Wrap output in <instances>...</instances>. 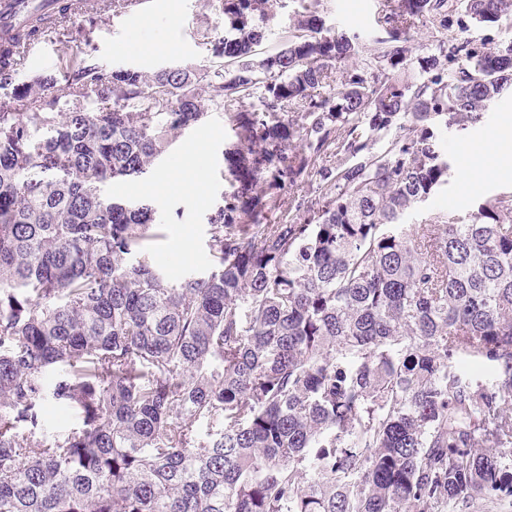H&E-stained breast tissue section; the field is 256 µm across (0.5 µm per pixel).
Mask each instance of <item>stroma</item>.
I'll list each match as a JSON object with an SVG mask.
<instances>
[{
    "label": "stroma",
    "instance_id": "35a3bbf8",
    "mask_svg": "<svg viewBox=\"0 0 512 512\" xmlns=\"http://www.w3.org/2000/svg\"><path fill=\"white\" fill-rule=\"evenodd\" d=\"M385 0H321L320 13L328 28L339 32L381 35L378 18ZM299 0H278L271 9L265 38L256 49L257 59L277 53L295 30ZM209 28L211 44L198 37ZM230 25L223 14L211 9L208 0H151L149 5L118 16L99 20L87 12L71 27L68 37L45 39L35 44L19 79L30 83L43 77L63 85L65 62L91 52L104 68H133L152 74L174 65H206L213 61V42L227 35ZM512 131V87L506 88L486 113L481 124L465 132L445 130L442 148L453 161L447 185L427 201L410 210L404 222L408 229L430 223L435 214L452 211L469 215L484 199L512 193V158L498 169L470 177L466 165L471 154L481 152L490 138ZM235 137L223 109L209 108L203 125L185 130L169 151L142 177L116 180L108 191L117 199L150 202L164 219V236L147 247L153 262L169 275L205 276L214 269L207 236L206 218L223 202L230 186L224 179V153ZM205 153L197 169L187 171L188 180L200 183L195 193L168 182L187 153L197 145Z\"/></svg>",
    "mask_w": 512,
    "mask_h": 512
}]
</instances>
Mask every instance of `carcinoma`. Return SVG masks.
<instances>
[{"label": "carcinoma", "mask_w": 512, "mask_h": 512, "mask_svg": "<svg viewBox=\"0 0 512 512\" xmlns=\"http://www.w3.org/2000/svg\"><path fill=\"white\" fill-rule=\"evenodd\" d=\"M318 3L300 0L297 33L254 65L265 32L249 22L270 0H212L237 32L214 48L224 62L76 61L61 98L0 52V512L512 497V196L402 223L448 183L440 128L476 126L512 86V37H463L511 22L512 0H388L389 39L339 80L360 36L330 33ZM426 26L442 38L417 79L408 48L384 44ZM210 105L236 137L207 218L218 270L176 279L146 253L157 211L103 187L146 174ZM315 179L318 195L282 202ZM46 403L79 425L35 439ZM504 24L505 23H503V26H470V29L466 33V36L475 43L479 44L485 42L487 43V47H492L494 43L499 42L501 38L504 36Z\"/></svg>", "instance_id": "1"}]
</instances>
